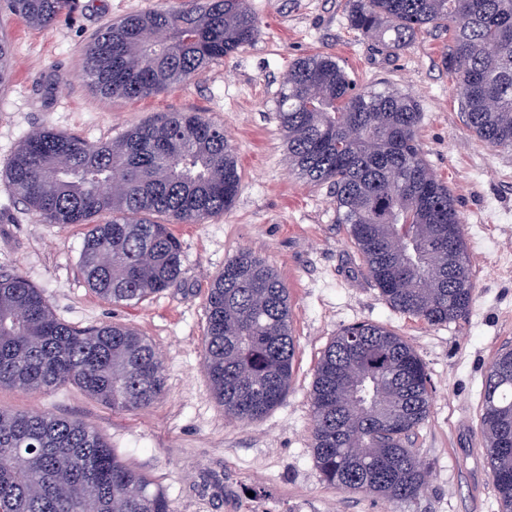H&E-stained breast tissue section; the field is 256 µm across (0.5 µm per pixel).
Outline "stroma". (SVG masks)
<instances>
[{
    "instance_id": "35a3bbf8",
    "label": "stroma",
    "mask_w": 512,
    "mask_h": 512,
    "mask_svg": "<svg viewBox=\"0 0 512 512\" xmlns=\"http://www.w3.org/2000/svg\"><path fill=\"white\" fill-rule=\"evenodd\" d=\"M184 3L74 0L46 28L0 8V31L14 44L12 82L0 91V272L25 276L62 321L134 327L156 345L166 378L164 396L137 412L109 409L69 385L48 392L0 387V408L91 423L165 489L175 512H502L480 423L488 367L512 348V151L489 148L466 127L442 65L447 33L420 34L389 57L349 29L348 0H248L260 36L196 77L133 100L90 87L82 58L101 29ZM314 53L335 56L359 86L383 82L416 97L417 140L464 218L475 275L467 318L433 327L392 309L337 223L330 188L289 171L276 99L289 65ZM169 112H203L223 125L242 189L224 215L172 225L182 244L176 284L138 306L115 305L95 296L80 273L84 226L42 223L12 193L6 165L42 128L97 142ZM241 249L263 257L284 283L297 341L286 397L252 424L225 418L203 368L207 288ZM363 321L403 336L435 387L431 412L410 438L428 474L412 501L335 489L312 462L310 390L318 360L344 327Z\"/></svg>"
}]
</instances>
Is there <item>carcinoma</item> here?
<instances>
[{"label":"carcinoma","mask_w":512,"mask_h":512,"mask_svg":"<svg viewBox=\"0 0 512 512\" xmlns=\"http://www.w3.org/2000/svg\"><path fill=\"white\" fill-rule=\"evenodd\" d=\"M113 22L91 40L83 71L104 97L154 95L260 35L247 0H190ZM48 27L71 0H0ZM348 23L397 55L424 32L448 33L445 68L464 122L483 143L512 150V0H349ZM13 46L0 35V89ZM415 98L387 85L360 89L339 61L315 53L284 75L276 119L288 169L333 188L337 222L367 274L398 312L432 326L466 318L474 283L463 217L430 170L416 137ZM14 193L41 221L85 226L82 277L114 304H138L176 283L181 245L170 224L227 211L241 171L224 128L172 112L122 137L88 142L53 129L28 135L10 158ZM288 288L260 255L242 249L207 290L203 361L224 416L261 420L288 392L297 343ZM114 411H137L165 392L163 360L135 328L61 321L19 273L0 274V387L44 392L66 385ZM433 386L407 340L374 323L345 327L323 351L310 391L315 468L329 486L411 500L426 470L411 434ZM482 430L502 512H512V349L483 384ZM0 512H175L165 490L129 466L99 431L50 412L0 409Z\"/></svg>","instance_id":"obj_1"}]
</instances>
